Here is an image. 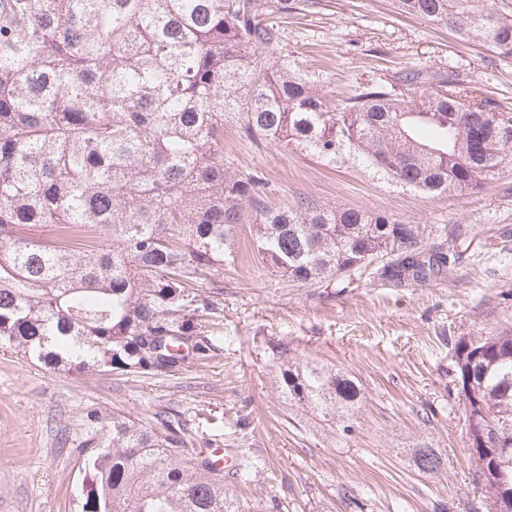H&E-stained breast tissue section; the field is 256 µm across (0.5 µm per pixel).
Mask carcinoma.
I'll list each match as a JSON object with an SVG mask.
<instances>
[{
    "mask_svg": "<svg viewBox=\"0 0 512 512\" xmlns=\"http://www.w3.org/2000/svg\"><path fill=\"white\" fill-rule=\"evenodd\" d=\"M398 9L512 57L494 0H396ZM292 0H0V348L71 374L166 373L210 350L215 284L249 225L261 264L318 285L394 255L425 280L448 254L419 224L362 209L267 202L262 176L224 163V126L253 146L351 160L435 198L474 194L512 164V109L416 70L326 96L323 71L276 52ZM213 290L207 292L205 288ZM466 433L508 465L490 512H512V330L456 344ZM275 389L346 436L361 389L336 366L277 353ZM92 424L75 512H243L169 416ZM419 472L441 468L412 449Z\"/></svg>",
    "mask_w": 512,
    "mask_h": 512,
    "instance_id": "carcinoma-1",
    "label": "carcinoma"
}]
</instances>
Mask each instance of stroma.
<instances>
[{"label":"stroma","instance_id":"1","mask_svg":"<svg viewBox=\"0 0 512 512\" xmlns=\"http://www.w3.org/2000/svg\"><path fill=\"white\" fill-rule=\"evenodd\" d=\"M279 50L324 67L333 94L409 70L452 72L512 108V59L461 40L391 0H302L280 25ZM224 161L265 176L278 207L307 200L362 208L424 227L448 266L416 282L381 277L380 257L351 274L301 286L258 261L246 226L224 264L220 327L208 359L147 375H72L0 348V512H74L87 411L150 422L163 410L188 447L227 448L266 466L249 476L245 512H488L465 444L454 347L512 329V166L474 195L428 199L292 148L262 150L224 130ZM354 376L355 429L332 439L291 418L273 389V347ZM438 449L442 469L409 461Z\"/></svg>","mask_w":512,"mask_h":512}]
</instances>
